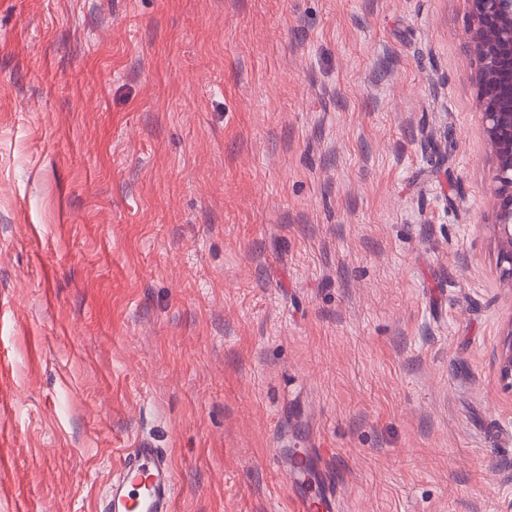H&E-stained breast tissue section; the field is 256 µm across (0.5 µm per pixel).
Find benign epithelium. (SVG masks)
Masks as SVG:
<instances>
[{
    "instance_id": "1",
    "label": "benign epithelium",
    "mask_w": 512,
    "mask_h": 512,
    "mask_svg": "<svg viewBox=\"0 0 512 512\" xmlns=\"http://www.w3.org/2000/svg\"><path fill=\"white\" fill-rule=\"evenodd\" d=\"M468 2L479 106L494 159L493 233L500 262L512 276V0ZM495 360L500 382L512 392V320L499 336Z\"/></svg>"
}]
</instances>
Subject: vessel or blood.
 <instances>
[{
	"label": "vessel or blood",
	"instance_id": "b4317fda",
	"mask_svg": "<svg viewBox=\"0 0 512 512\" xmlns=\"http://www.w3.org/2000/svg\"><path fill=\"white\" fill-rule=\"evenodd\" d=\"M174 470L159 448L125 449L111 480L110 494L100 512H173ZM335 499L317 502L304 496L290 499V512H334Z\"/></svg>",
	"mask_w": 512,
	"mask_h": 512
}]
</instances>
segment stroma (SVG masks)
Returning <instances> with one entry per match:
<instances>
[{
    "label": "stroma",
    "instance_id": "1",
    "mask_svg": "<svg viewBox=\"0 0 512 512\" xmlns=\"http://www.w3.org/2000/svg\"><path fill=\"white\" fill-rule=\"evenodd\" d=\"M469 23L0 0V512H95L142 443L174 512H512Z\"/></svg>",
    "mask_w": 512,
    "mask_h": 512
}]
</instances>
